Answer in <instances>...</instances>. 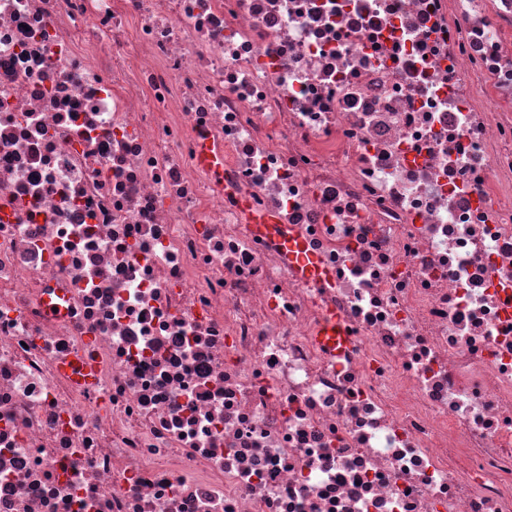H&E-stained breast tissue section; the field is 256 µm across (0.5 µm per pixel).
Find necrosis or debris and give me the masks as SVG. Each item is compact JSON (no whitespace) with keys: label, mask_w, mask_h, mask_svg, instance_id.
I'll return each instance as SVG.
<instances>
[{"label":"necrosis or debris","mask_w":512,"mask_h":512,"mask_svg":"<svg viewBox=\"0 0 512 512\" xmlns=\"http://www.w3.org/2000/svg\"><path fill=\"white\" fill-rule=\"evenodd\" d=\"M0 512H512V0H0ZM283 250L291 258L294 259L295 255L300 252V273L308 281L317 283L326 277V273L317 265L312 258L306 260L302 256V244L294 235H288V238L283 241ZM345 341L346 332L343 324L337 320L336 317H330L324 324L317 338L318 344L325 347L329 353L336 356L337 345H342Z\"/></svg>","instance_id":"obj_1"}]
</instances>
